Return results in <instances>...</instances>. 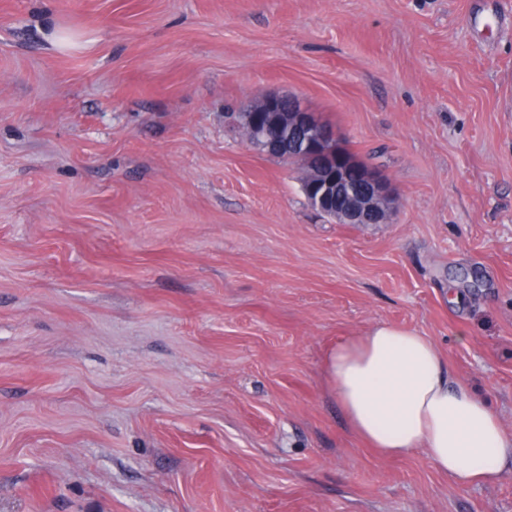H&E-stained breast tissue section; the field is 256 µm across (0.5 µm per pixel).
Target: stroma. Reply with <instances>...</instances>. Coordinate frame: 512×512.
<instances>
[{"mask_svg":"<svg viewBox=\"0 0 512 512\" xmlns=\"http://www.w3.org/2000/svg\"><path fill=\"white\" fill-rule=\"evenodd\" d=\"M269 93L386 223L229 123ZM377 323L512 432V0H0V512H512L349 430L324 350ZM268 119L258 126L268 153L288 148L315 162L322 181L304 186L308 203L316 210L336 207L340 224H383L392 199L387 184L367 165L348 159L343 168H331L324 154L326 142L338 137L328 128L316 126L308 111L294 97L269 94L265 97ZM261 127V128H260ZM260 128V129H259ZM336 143L330 146L336 157Z\"/></svg>","mask_w":512,"mask_h":512,"instance_id":"stroma-1","label":"stroma"}]
</instances>
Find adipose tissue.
I'll use <instances>...</instances> for the list:
<instances>
[{
  "label": "adipose tissue",
  "mask_w": 512,
  "mask_h": 512,
  "mask_svg": "<svg viewBox=\"0 0 512 512\" xmlns=\"http://www.w3.org/2000/svg\"><path fill=\"white\" fill-rule=\"evenodd\" d=\"M323 373L349 428L381 455L424 452L461 488L512 471V434L421 331L378 323L343 337L328 347Z\"/></svg>",
  "instance_id": "1"
}]
</instances>
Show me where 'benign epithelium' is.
<instances>
[{"mask_svg":"<svg viewBox=\"0 0 512 512\" xmlns=\"http://www.w3.org/2000/svg\"><path fill=\"white\" fill-rule=\"evenodd\" d=\"M268 119L257 131L269 153L289 148L315 162L322 180L304 187L308 203L316 210L336 208L341 224H382L391 204L387 184L367 165L347 160L334 169L324 154L326 142L335 138L333 130L316 126L308 111L294 97L269 94L265 97Z\"/></svg>","mask_w":512,"mask_h":512,"instance_id":"7a95c632","label":"benign epithelium"}]
</instances>
